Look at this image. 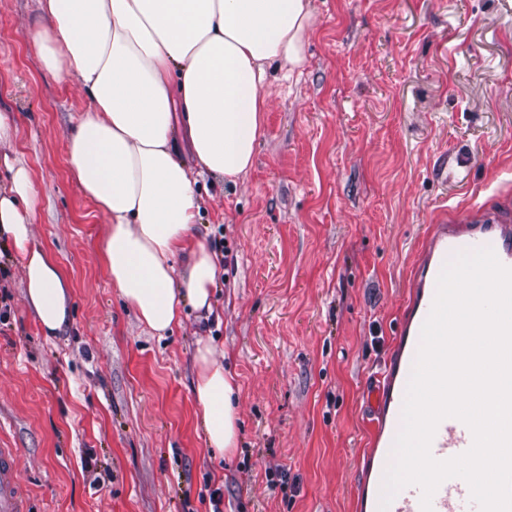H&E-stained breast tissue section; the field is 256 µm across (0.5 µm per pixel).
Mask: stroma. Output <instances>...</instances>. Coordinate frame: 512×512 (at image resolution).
I'll use <instances>...</instances> for the list:
<instances>
[{"label": "stroma", "mask_w": 512, "mask_h": 512, "mask_svg": "<svg viewBox=\"0 0 512 512\" xmlns=\"http://www.w3.org/2000/svg\"><path fill=\"white\" fill-rule=\"evenodd\" d=\"M309 3L304 62L266 88L252 169L201 190L194 238L232 254L211 323L159 338L112 288L107 220L69 178L88 99L28 43L36 0H0L7 153L37 193L31 243L70 284L69 323L45 336L0 239V448L31 512H350L365 390L427 227L512 190V0ZM202 338L238 385L224 459L197 416Z\"/></svg>", "instance_id": "35a3bbf8"}]
</instances>
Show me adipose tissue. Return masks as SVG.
<instances>
[{"mask_svg":"<svg viewBox=\"0 0 512 512\" xmlns=\"http://www.w3.org/2000/svg\"><path fill=\"white\" fill-rule=\"evenodd\" d=\"M37 8L27 39L44 70L89 99L67 136L68 165L107 219L106 275L138 320L165 337L188 311H213L220 264L190 242L200 214L195 185L248 174L270 72L290 73L303 61L309 0H37ZM6 167L0 232L25 261V300L51 335L69 320L68 280L30 244L36 192L27 167ZM195 363L206 443L233 455L234 378L207 341H198Z\"/></svg>","mask_w":512,"mask_h":512,"instance_id":"adipose-tissue-1","label":"adipose tissue"}]
</instances>
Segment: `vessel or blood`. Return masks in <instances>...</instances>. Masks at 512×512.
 Masks as SVG:
<instances>
[{
  "label": "vessel or blood",
  "instance_id": "vessel-or-blood-1",
  "mask_svg": "<svg viewBox=\"0 0 512 512\" xmlns=\"http://www.w3.org/2000/svg\"><path fill=\"white\" fill-rule=\"evenodd\" d=\"M492 248L498 260L512 267V195L502 194L491 207L468 209L440 224L430 225L410 275V292L398 319L391 354L383 371L366 390L372 414L367 446L358 459L362 477L354 490V512H378L384 474L392 461L394 439L402 426L407 383L419 347L420 332L436 292L437 277L455 253ZM473 441L460 420L439 424L431 444L434 458L446 460L467 451ZM421 491L408 486L391 501L388 512H421ZM433 512H479L467 482L444 481L432 499ZM0 512H30L29 498L18 473L17 457L0 448Z\"/></svg>",
  "mask_w": 512,
  "mask_h": 512
}]
</instances>
